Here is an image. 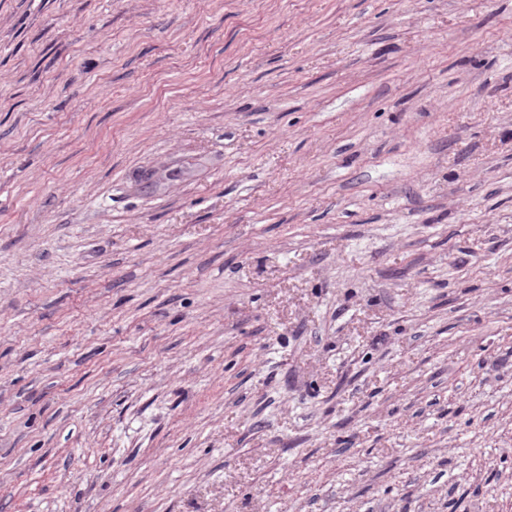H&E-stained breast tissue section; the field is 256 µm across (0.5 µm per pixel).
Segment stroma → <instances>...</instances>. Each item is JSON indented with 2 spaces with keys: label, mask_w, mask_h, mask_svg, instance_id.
I'll list each match as a JSON object with an SVG mask.
<instances>
[{
  "label": "stroma",
  "mask_w": 512,
  "mask_h": 512,
  "mask_svg": "<svg viewBox=\"0 0 512 512\" xmlns=\"http://www.w3.org/2000/svg\"><path fill=\"white\" fill-rule=\"evenodd\" d=\"M0 512H512V0H0ZM195 174L194 166L188 165H172L162 170H148L144 171L141 176V181L146 188L156 187L160 181L173 182V181H187Z\"/></svg>",
  "instance_id": "1"
}]
</instances>
